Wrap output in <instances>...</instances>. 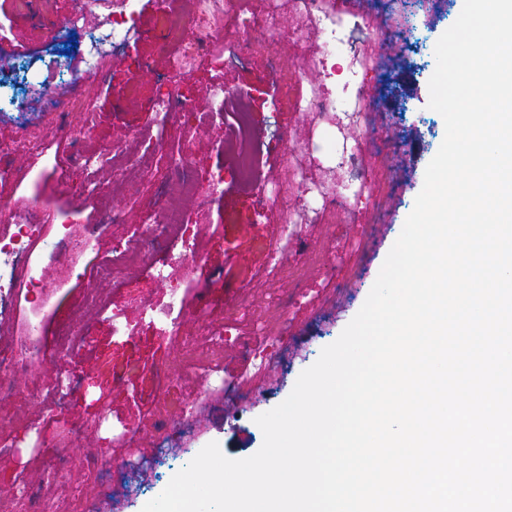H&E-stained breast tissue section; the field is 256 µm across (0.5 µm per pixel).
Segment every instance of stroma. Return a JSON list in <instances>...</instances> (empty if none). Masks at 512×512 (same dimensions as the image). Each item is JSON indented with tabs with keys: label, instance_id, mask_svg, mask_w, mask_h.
Instances as JSON below:
<instances>
[{
	"label": "stroma",
	"instance_id": "1",
	"mask_svg": "<svg viewBox=\"0 0 512 512\" xmlns=\"http://www.w3.org/2000/svg\"><path fill=\"white\" fill-rule=\"evenodd\" d=\"M182 0L137 4L135 25L115 36L117 49L106 76L97 78L80 109L92 113L91 127L77 139L57 130L43 136L59 154L43 168L33 186L19 193L0 187V220L10 221L16 208L36 205L50 215L78 214L80 231L91 234L92 247L81 258L61 257L46 267L48 287L39 349L42 357L27 369L0 370V495L18 480L35 488L40 512H141L171 477L208 443H218L228 458L253 455L263 442L256 424L261 414L282 403L301 372L318 359L358 313L382 264L398 238L414 200L423 188L425 169L445 134L440 114L429 109V80L435 70L434 48L456 21L463 0H431L418 15V32L394 29L376 13L375 0H345V10L367 18L373 33L389 40L395 61L367 117L376 129L372 150L360 159L371 172L365 184L353 183L342 162L341 144L350 132L340 115L320 116L293 109L288 99L326 86L331 96H346L353 82L372 85L371 67L349 75L345 64L325 75L319 61L325 37L317 30H296L290 0H232L224 28L216 34L224 59L197 62L190 91H202L197 115L176 113L162 151L149 145L159 131L151 104L169 78L168 55L174 50L172 14ZM80 0H0V34L5 54H19L30 68L28 82L14 85L18 99L33 97L46 75L42 63L50 26L78 9ZM276 13L282 29L294 31L279 60H270L263 38H249L245 19ZM251 39L250 54L234 52ZM223 92V111L208 109L206 91ZM248 108V140L233 135L237 103ZM117 142L122 155L139 161L142 173L119 178L111 168L85 169L82 157ZM255 157L249 179H242L236 157L240 149ZM293 160H286L285 149ZM67 168L73 185L86 180L110 186L111 193L92 199L60 190L57 167ZM222 175L224 185L211 192L209 179ZM346 191L345 214L322 209L319 188ZM178 200L182 223L168 248L122 259L121 251L146 234L148 213L158 198ZM118 215L115 224H98L101 210ZM192 247L200 265L174 264L183 247ZM112 264L111 281L95 284L92 263ZM165 279H158L157 269ZM101 286L106 308L85 323L78 353L64 355L56 346L58 331L82 305L86 289ZM183 295L178 326L150 320L164 308L171 289ZM121 313L124 330L112 333V315ZM283 341L284 364L272 373L259 370L264 350ZM255 393H236L240 381ZM62 402L68 417L81 425L78 434L52 415ZM197 403L206 420L179 429V446L150 471L145 489L120 497L101 495L112 482L90 462L96 449L112 461L128 454L155 456L156 419L178 426L188 403ZM62 450L68 465L45 481L41 468L50 448Z\"/></svg>",
	"mask_w": 512,
	"mask_h": 512
}]
</instances>
